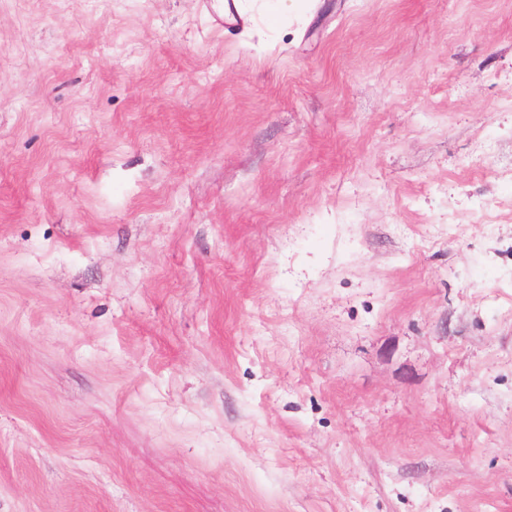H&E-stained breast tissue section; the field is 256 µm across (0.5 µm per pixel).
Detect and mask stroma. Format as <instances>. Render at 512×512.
<instances>
[{
    "instance_id": "obj_1",
    "label": "stroma",
    "mask_w": 512,
    "mask_h": 512,
    "mask_svg": "<svg viewBox=\"0 0 512 512\" xmlns=\"http://www.w3.org/2000/svg\"><path fill=\"white\" fill-rule=\"evenodd\" d=\"M0 0V512H512V0Z\"/></svg>"
}]
</instances>
